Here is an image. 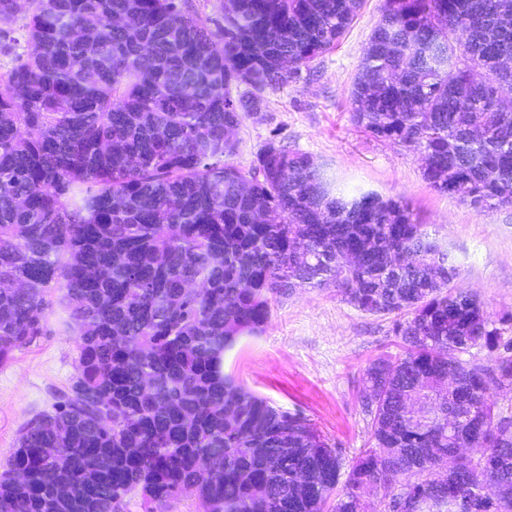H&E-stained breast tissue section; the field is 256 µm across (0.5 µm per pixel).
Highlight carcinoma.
Wrapping results in <instances>:
<instances>
[{
  "label": "carcinoma",
  "instance_id": "obj_1",
  "mask_svg": "<svg viewBox=\"0 0 512 512\" xmlns=\"http://www.w3.org/2000/svg\"><path fill=\"white\" fill-rule=\"evenodd\" d=\"M362 0H0L31 51L0 73V364L41 335L46 290L78 329L54 412L20 431L0 512H512V337L409 207L350 198L305 154L235 129L264 92L336 48ZM482 71L471 78L470 68ZM237 94H232V90ZM512 0H383L351 119L427 158L479 213L512 208ZM360 252L356 265L349 255ZM395 315L401 354L363 374L369 447L345 464L298 414L224 373V354L294 288ZM499 352L496 364L474 352ZM466 440L476 454L448 472ZM483 467L493 500L467 484Z\"/></svg>",
  "mask_w": 512,
  "mask_h": 512
}]
</instances>
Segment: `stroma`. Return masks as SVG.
<instances>
[{"label":"stroma","mask_w":512,"mask_h":512,"mask_svg":"<svg viewBox=\"0 0 512 512\" xmlns=\"http://www.w3.org/2000/svg\"><path fill=\"white\" fill-rule=\"evenodd\" d=\"M382 0H363L338 46L287 84L266 90L257 115L235 130L234 165L249 169L268 143L309 155L350 192L403 197L420 221L434 225L461 269L456 288L473 294L512 336V211L477 213L435 192L420 154L376 140L350 117V90L378 22ZM49 290L41 336L0 365V465L18 446L29 420L54 410L75 374L78 336ZM392 316L366 314L335 288H298L273 304L264 331L242 337L224 356L225 372L277 409L306 417L344 462L368 442L361 412L362 375L381 354H397Z\"/></svg>","instance_id":"1"}]
</instances>
